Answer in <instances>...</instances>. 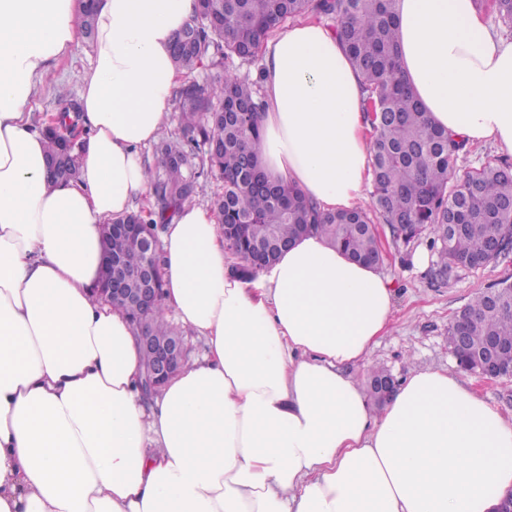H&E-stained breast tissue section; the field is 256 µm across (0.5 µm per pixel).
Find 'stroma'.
Wrapping results in <instances>:
<instances>
[{
    "label": "stroma",
    "mask_w": 512,
    "mask_h": 512,
    "mask_svg": "<svg viewBox=\"0 0 512 512\" xmlns=\"http://www.w3.org/2000/svg\"><path fill=\"white\" fill-rule=\"evenodd\" d=\"M91 45L77 39L70 54L53 65L46 84L32 104L33 114L54 111L57 88L78 94L82 77L91 60ZM383 272L389 274L397 290V310L389 333L383 336L372 355L375 366L396 380L411 370L443 368L458 372L460 379L478 391L503 416L512 419V379L489 381L458 371L448 346V323L457 311L479 292L512 276V261H498L476 269L455 270L448 280L435 279L430 272L426 239L406 246L396 242L388 225L378 227Z\"/></svg>",
    "instance_id": "35a3bbf8"
}]
</instances>
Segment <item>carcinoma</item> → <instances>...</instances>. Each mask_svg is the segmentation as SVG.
<instances>
[{"instance_id": "cac0c4a2", "label": "carcinoma", "mask_w": 512, "mask_h": 512, "mask_svg": "<svg viewBox=\"0 0 512 512\" xmlns=\"http://www.w3.org/2000/svg\"><path fill=\"white\" fill-rule=\"evenodd\" d=\"M495 23L512 28V0H493ZM313 17L339 30L355 69L361 74L363 111L370 120L372 205L344 212H324L291 186L270 182L260 168L256 149L263 110L260 79L238 73L236 64H251L271 33L287 21ZM395 0H198L189 22L174 36L172 58L180 70L208 65L210 79L190 80L176 91L186 141L162 140L156 147L162 173L149 171L154 209H141L119 224H150L155 214L175 211L197 193L200 167L194 159L205 148L210 169L218 172L223 191L215 205L232 253L242 264L234 272L252 273L260 253L274 254L294 239L300 225L323 234L355 260L380 255L375 222L388 224L395 239L410 245L429 230L428 248L436 256L435 275L445 278L458 268L473 269L512 256V165L494 160L459 177L455 164L466 145L431 124L411 90L398 77ZM56 112L80 113L76 99L58 90ZM46 135L48 156L58 160L52 181L77 175V140L83 131L51 118H38ZM507 290L506 308L478 293L448 323L461 327L479 344L501 345V364L512 366V282L494 284ZM157 307L150 319L156 336L176 333Z\"/></svg>"}]
</instances>
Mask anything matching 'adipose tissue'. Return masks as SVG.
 I'll return each instance as SVG.
<instances>
[{"instance_id": "adipose-tissue-1", "label": "adipose tissue", "mask_w": 512, "mask_h": 512, "mask_svg": "<svg viewBox=\"0 0 512 512\" xmlns=\"http://www.w3.org/2000/svg\"><path fill=\"white\" fill-rule=\"evenodd\" d=\"M196 0H99L79 103L80 177L46 176L29 107L81 29L78 0H0V512H492L512 421L445 369L373 409L365 383L395 307L378 267L321 235L233 273L215 210L161 231L162 307L203 340L150 397L138 332L97 290L102 233L147 192L141 151L187 75L172 39ZM400 79L431 123L512 153V37L474 0H396ZM258 157L323 211L371 184L362 81L307 20L264 48Z\"/></svg>"}]
</instances>
